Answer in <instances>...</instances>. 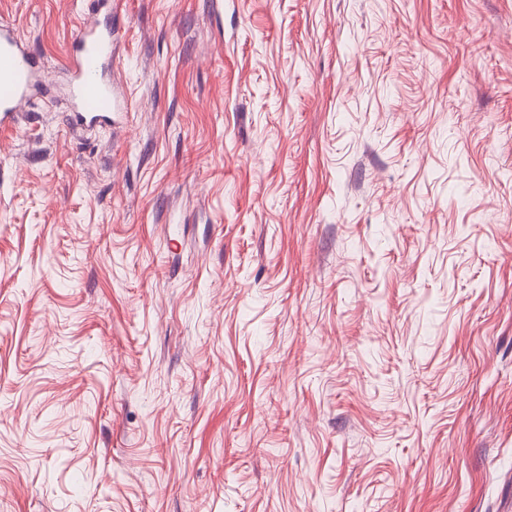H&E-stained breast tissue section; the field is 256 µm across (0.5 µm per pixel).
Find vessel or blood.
<instances>
[{
  "label": "vessel or blood",
  "mask_w": 512,
  "mask_h": 512,
  "mask_svg": "<svg viewBox=\"0 0 512 512\" xmlns=\"http://www.w3.org/2000/svg\"><path fill=\"white\" fill-rule=\"evenodd\" d=\"M114 21L84 25L67 59L73 77L74 125L100 119L114 107L112 45ZM44 85L38 56L6 24L0 25V127L16 124L29 100Z\"/></svg>",
  "instance_id": "obj_1"
}]
</instances>
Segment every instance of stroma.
I'll return each mask as SVG.
<instances>
[{"mask_svg":"<svg viewBox=\"0 0 512 512\" xmlns=\"http://www.w3.org/2000/svg\"><path fill=\"white\" fill-rule=\"evenodd\" d=\"M0 0V512H512V0ZM101 22L97 19L83 26L73 41L67 59L73 77V95L76 108L72 122L82 126L93 119L109 118L114 107L112 83V45L115 39V13ZM44 85L39 57L7 24L0 25V127L17 123L29 100Z\"/></svg>","mask_w":512,"mask_h":512,"instance_id":"stroma-1","label":"stroma"}]
</instances>
